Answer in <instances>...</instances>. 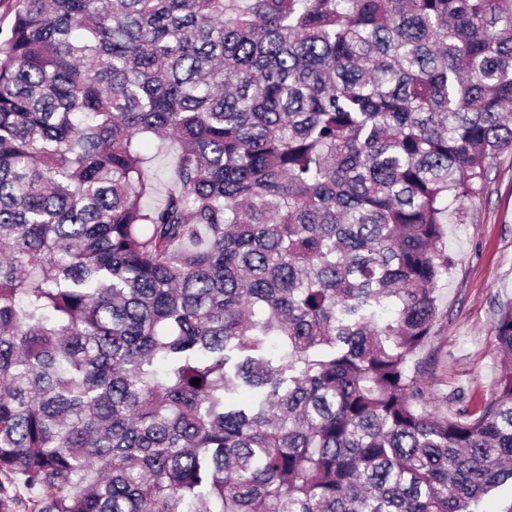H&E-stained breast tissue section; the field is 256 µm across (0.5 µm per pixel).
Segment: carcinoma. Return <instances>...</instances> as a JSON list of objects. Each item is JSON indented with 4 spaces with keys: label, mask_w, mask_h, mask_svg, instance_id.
<instances>
[{
    "label": "carcinoma",
    "mask_w": 512,
    "mask_h": 512,
    "mask_svg": "<svg viewBox=\"0 0 512 512\" xmlns=\"http://www.w3.org/2000/svg\"><path fill=\"white\" fill-rule=\"evenodd\" d=\"M511 151L512 0H16L0 475L36 512H482L512 302L485 401L429 411L414 359Z\"/></svg>",
    "instance_id": "1"
}]
</instances>
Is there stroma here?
<instances>
[{
	"mask_svg": "<svg viewBox=\"0 0 512 512\" xmlns=\"http://www.w3.org/2000/svg\"><path fill=\"white\" fill-rule=\"evenodd\" d=\"M465 223L445 225L455 263L444 280L433 338L420 356L427 408L452 414L458 398L489 397L500 353L494 322L512 302V155L494 160Z\"/></svg>",
	"mask_w": 512,
	"mask_h": 512,
	"instance_id": "obj_1",
	"label": "stroma"
}]
</instances>
